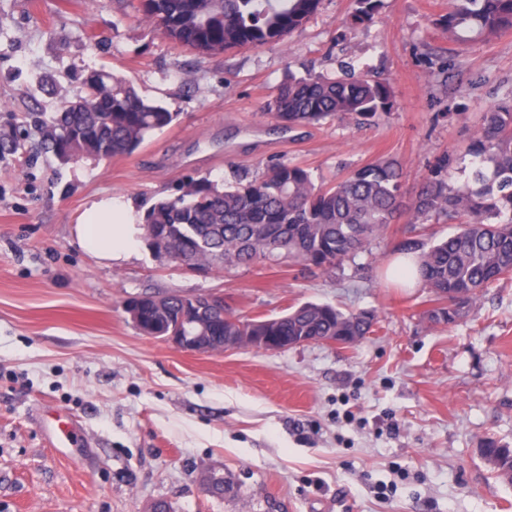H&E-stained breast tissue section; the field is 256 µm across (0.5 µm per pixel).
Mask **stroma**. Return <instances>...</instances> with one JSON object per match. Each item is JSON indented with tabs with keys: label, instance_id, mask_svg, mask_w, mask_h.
Segmentation results:
<instances>
[{
	"label": "stroma",
	"instance_id": "stroma-1",
	"mask_svg": "<svg viewBox=\"0 0 512 512\" xmlns=\"http://www.w3.org/2000/svg\"><path fill=\"white\" fill-rule=\"evenodd\" d=\"M351 8L321 0L282 43L201 55L139 20L132 0H0V512H150L159 500L172 512H512V485L478 453L489 438L512 444V276L437 325L429 290L388 272L403 222L335 273L200 274L145 244L108 263L73 235L101 196L144 211L190 181L280 162L334 183L393 157L413 199L512 94V30L461 46L436 24L448 0H383L366 28L347 25ZM349 62L391 82L392 112L279 128L268 104L288 75ZM100 68L177 118L131 155L60 163L38 147L33 115ZM145 293H217L248 317L325 303L375 311L377 324L350 348L190 354L134 327L124 305ZM58 416L78 421L77 445L56 447ZM209 469L223 470V496L203 491Z\"/></svg>",
	"mask_w": 512,
	"mask_h": 512
}]
</instances>
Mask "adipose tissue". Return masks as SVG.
Listing matches in <instances>:
<instances>
[{
  "label": "adipose tissue",
  "mask_w": 512,
  "mask_h": 512,
  "mask_svg": "<svg viewBox=\"0 0 512 512\" xmlns=\"http://www.w3.org/2000/svg\"><path fill=\"white\" fill-rule=\"evenodd\" d=\"M141 211L134 205L109 196L91 203L75 225L78 243L100 259L129 257L142 238Z\"/></svg>",
  "instance_id": "1"
}]
</instances>
